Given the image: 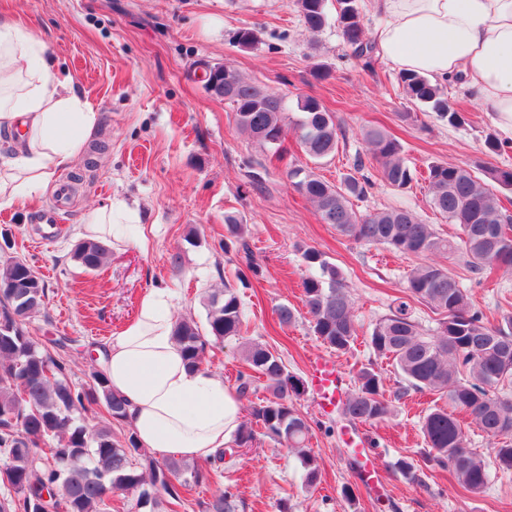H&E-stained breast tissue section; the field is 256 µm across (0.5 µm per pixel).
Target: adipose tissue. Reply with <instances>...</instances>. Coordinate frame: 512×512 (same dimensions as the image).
Returning a JSON list of instances; mask_svg holds the SVG:
<instances>
[{"label": "adipose tissue", "mask_w": 512, "mask_h": 512, "mask_svg": "<svg viewBox=\"0 0 512 512\" xmlns=\"http://www.w3.org/2000/svg\"><path fill=\"white\" fill-rule=\"evenodd\" d=\"M380 19L372 39L405 73L444 83L461 79L512 139V0H371ZM99 114L68 90L43 45L0 15V130L17 131L16 154L0 161V200L45 191L55 173L84 155ZM114 201L86 222L95 241L145 244L137 225L117 224ZM167 289L142 298L136 318L98 355L113 391L128 401L142 447L160 457H213L242 424L239 396L222 379L189 369L173 336Z\"/></svg>", "instance_id": "adipose-tissue-1"}]
</instances>
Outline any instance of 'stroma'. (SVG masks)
<instances>
[{
    "label": "stroma",
    "mask_w": 512,
    "mask_h": 512,
    "mask_svg": "<svg viewBox=\"0 0 512 512\" xmlns=\"http://www.w3.org/2000/svg\"><path fill=\"white\" fill-rule=\"evenodd\" d=\"M0 13L46 45L59 76L100 114L89 154L54 178L72 186L66 205L51 190L0 202V263L26 259L48 285L43 308L27 324L31 336L43 344L70 338L63 358L70 380L81 385L95 367V348L135 317L150 289H170L174 319L202 326L204 299L229 281L248 317L246 339L278 353L301 384L294 401L312 427L308 446L320 463L319 482L307 485L297 456L260 435L225 463L223 475L189 489L181 512H197L198 501L228 484L245 512H280L284 505L290 512H512V472L491 469L486 491L473 496L448 470L430 466L420 425L433 395L403 392L390 361L367 345L374 324L405 300L416 257L354 242L323 223L291 186L284 163L236 128L232 105L207 87V69L232 64L244 78L284 95L292 118L298 99H318L336 115L339 149L315 161L294 146V163L336 185L366 161L373 185L354 200L357 212L404 208L446 237L456 227L431 207L427 182L404 190L386 184L363 133L374 126L387 131L401 142L405 163L421 173L434 161L512 166V148L486 151L485 138L496 131L488 107L457 84L446 91L465 111V124L452 127L412 107L390 63L377 60L374 73H366L348 57L335 23L310 36L293 0H0ZM242 28L255 30L254 47L235 42ZM318 65L327 78L313 77ZM402 112L407 121L399 120ZM115 199L131 223L143 226L149 244L109 249L102 268L85 270L73 258L80 229L95 208ZM229 214L245 225L249 253L228 242ZM309 247L342 271L354 301L358 339L347 352L331 353L321 343L303 305L302 252ZM447 266L485 322L512 313V275L474 274L461 256ZM282 305L293 309L291 323H280ZM319 355L334 357L349 389L356 370L372 364L390 415L358 425L339 412L322 415L308 374ZM204 366L236 387L244 368L238 340L212 345ZM351 428L376 453L381 495L355 481L354 451L340 439ZM401 458L413 462L415 477L395 469ZM346 487L352 497H344Z\"/></svg>",
    "instance_id": "1"
}]
</instances>
